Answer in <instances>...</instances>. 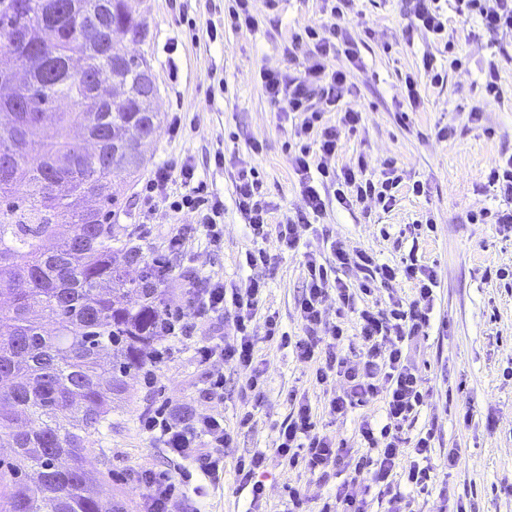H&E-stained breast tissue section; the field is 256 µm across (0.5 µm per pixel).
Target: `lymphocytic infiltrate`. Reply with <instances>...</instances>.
<instances>
[{"label":"lymphocytic infiltrate","mask_w":512,"mask_h":512,"mask_svg":"<svg viewBox=\"0 0 512 512\" xmlns=\"http://www.w3.org/2000/svg\"><path fill=\"white\" fill-rule=\"evenodd\" d=\"M407 36L417 33L444 39L448 34V16L442 0H409ZM458 15L477 18L489 32L512 33V0H454ZM292 43L307 42L311 62L303 73L290 76L279 67L266 66L259 72L265 94L277 111L297 113L302 117L294 130V153L291 166L298 177L303 206L295 215L274 220V204L267 199L255 169L240 168L234 181L237 210L248 222L252 237L275 235L284 250L298 248L301 231L313 216L322 213L325 188H333L337 202L344 207L372 202L389 209L402 184L395 160H387L380 174L368 173L364 160L337 166L341 150L342 129H355L362 120L361 112L346 109L338 123L325 119V107L336 106L352 88L343 71L333 69L331 56L343 53L355 58L356 51L342 27L326 30L317 25L293 33ZM324 102V109L314 107V100ZM489 188L501 201L500 207H483L472 212L476 224H493L512 232V156L501 159L485 175ZM180 185L182 194H172L173 185ZM144 191L148 200L168 205L172 212L188 211L193 223L178 225L168 240L170 252H177L187 234L204 232L213 247L223 241L224 202L210 194L194 164L188 160L166 163L156 168L147 179ZM331 257L319 260L308 255L306 289L300 301L303 334L293 338L280 334L274 317H267V338H279L281 346L292 347L299 360L316 362L315 380L326 384L330 377H342L346 387L332 397L325 410L331 417L344 415L348 409L362 407L376 398H383L385 418L377 423L362 420L358 432L362 451L337 446L332 438L319 434L316 414L307 401H299L292 414L278 428L276 453L289 465H302L310 474L327 479L330 472L343 468L350 480L337 487L333 500L324 502L321 512H368L366 501L350 491L356 481L367 482L390 492V512H404L407 502L395 492V480L419 493H428L432 484V468L428 464L435 435L426 431L415 441L412 450H405L396 434L401 424L416 412L423 402L421 377L408 356L409 345L427 335L438 286L432 267L410 261L400 266L379 262L363 249L351 250L343 242L330 245ZM356 272L355 282L342 277L343 271ZM411 283L416 297L404 302L390 296L387 311L371 308L356 309V295H372L376 289L390 288L398 282ZM266 286L264 280L253 279L239 291L226 294L223 281L209 276L190 279L183 291L184 302L175 311L166 313L158 324L161 336L175 338L191 333L196 322L225 313L234 306L232 337L219 340L196 350L204 364H230L249 374L250 390H258L265 370L255 356L256 340L249 324ZM336 294L334 325H327L324 302L328 292ZM356 313L359 325L356 340L360 346L358 362L337 354L336 347L347 337L345 321ZM252 412H244L237 428L248 426ZM153 439L169 454L183 460H193L211 478L224 470V448L233 442L237 428L224 425L220 415H204L192 421L181 419L172 403L166 402L142 424ZM146 486L143 502L145 512H169L172 502L183 493L181 480L156 478L151 472L140 474Z\"/></svg>","instance_id":"obj_1"}]
</instances>
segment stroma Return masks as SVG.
Instances as JSON below:
<instances>
[{
    "label": "stroma",
    "instance_id": "stroma-1",
    "mask_svg": "<svg viewBox=\"0 0 512 512\" xmlns=\"http://www.w3.org/2000/svg\"><path fill=\"white\" fill-rule=\"evenodd\" d=\"M228 0H144L141 11L149 35L133 45V54L148 58L158 86L156 107L160 123L146 148V163L130 184L123 210L114 222L119 244L141 240L145 259L166 255L169 274L159 284L166 305L177 306L186 278L209 276L222 280L225 289L242 287L260 277L268 284L263 302L251 322L259 356L267 362L263 400L249 427L238 428L224 450V473L211 481L193 473L191 486L203 487L204 497L191 493L175 501L172 512H246L250 494L235 475L239 457L265 452L262 479L267 499L264 512H286L289 488H298L309 512H317L331 486L300 467H290L274 451L277 428L292 410L291 395L309 399L323 412L331 393L342 392V378L329 387L312 379L313 366L297 361L291 350L265 337L264 318L275 314L282 331L301 335L299 300L306 286L307 253L324 257L332 240L365 249L391 264L409 258L435 268L436 290L432 327L412 347L426 392L415 416L398 431L411 440L433 430L431 462L448 483L447 496L432 493L415 498L412 512H443L446 504L460 502L468 512H512V498L500 494L512 482V285L488 278L490 266H512V237H503L491 224H473L471 210L497 205L483 184L485 172L512 155V33L486 32L476 21L448 15L462 68L449 70L444 83L431 84L421 58L433 53L447 64L442 46L423 36L407 39L406 0H355L345 27L358 42L359 60L349 65L336 57V67L347 69L354 86L345 106L358 110L362 122L341 134L342 150L336 159L343 166L364 159L369 170L382 169L394 159L403 183L390 209L374 205L341 207L328 197L326 210L314 221V231L302 234L298 250L284 252L275 236L263 247L271 265L250 267L246 255L255 243L234 202L238 169L256 168L269 200L283 213L302 204L296 177L285 149L299 115L275 112L262 88L259 71L273 65L296 74L309 63L306 48L292 47V32L308 25L332 28L337 19L323 0H280L270 10L266 0H252L258 25L235 31L224 25ZM195 28H188V21ZM218 26L217 40L206 27ZM497 64L502 96L486 99L482 74ZM414 74L421 104L411 108L405 97V77ZM482 108L481 123L469 122L473 108ZM451 126L452 138L439 139L440 127ZM261 152H254L253 143ZM223 151L224 166L210 168L215 151ZM190 158L203 173L210 190L224 201V237L213 249L204 235L189 238L184 249L165 254V241L179 224L193 223L189 214H175L164 206L147 207L140 190L150 170L173 160ZM428 191L415 195L414 181ZM436 229L428 231L425 219ZM224 334L223 317L198 322L190 335L159 339V352L150 370H137L125 390L112 402L111 423L87 457L98 478L103 499L139 512L143 489L137 472L175 476L188 462L172 459L140 426L141 418L161 401L179 408L189 420L203 414H221L227 426L238 427L240 415L251 407L252 394L245 371L228 364L199 363L196 349ZM224 377V396L209 403L199 392L216 375ZM456 449L459 463L448 466V451Z\"/></svg>",
    "mask_w": 512,
    "mask_h": 512
}]
</instances>
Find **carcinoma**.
<instances>
[{
    "label": "carcinoma",
    "mask_w": 512,
    "mask_h": 512,
    "mask_svg": "<svg viewBox=\"0 0 512 512\" xmlns=\"http://www.w3.org/2000/svg\"><path fill=\"white\" fill-rule=\"evenodd\" d=\"M146 39L128 0H0V72L38 57L15 112L0 126V512H118L86 465L92 436L112 414L157 339L156 267L112 246L121 207L112 173L144 165L136 134L159 113L145 96L143 56L116 37ZM110 67L126 85L105 96L70 70ZM54 322L50 332L44 319Z\"/></svg>",
    "instance_id": "cac0c4a2"
}]
</instances>
